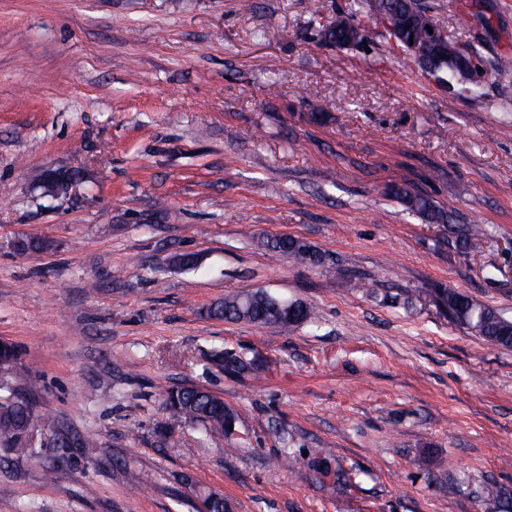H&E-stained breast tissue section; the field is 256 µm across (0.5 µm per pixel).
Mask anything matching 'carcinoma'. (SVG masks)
<instances>
[{
	"label": "carcinoma",
	"mask_w": 512,
	"mask_h": 512,
	"mask_svg": "<svg viewBox=\"0 0 512 512\" xmlns=\"http://www.w3.org/2000/svg\"><path fill=\"white\" fill-rule=\"evenodd\" d=\"M384 8L374 11L373 0H367L369 22L363 24L351 15V33L356 43L371 42L374 37L390 40V28L409 26V33L417 40L428 36L426 29L427 12L419 0H383ZM452 7L455 27L468 29L473 17V5L448 0ZM388 193L407 209L422 213L435 224L448 222V213L436 206L425 194L412 185L403 183L392 185ZM457 242L465 245L472 239L485 234L480 224H464L456 230ZM15 247L21 252H44L52 247L51 241L42 238L25 237L16 241ZM271 248L291 255L300 261H318L317 256L303 241L292 237H279L271 243ZM439 306L458 324L472 330L486 342L505 349L512 348V321L503 318L494 309L475 303L468 296L452 289L444 288L436 295ZM211 319L234 322H248L277 328L286 332L309 321L312 308L301 302L288 304L276 302V298L263 291L248 295L235 293L224 296L203 311ZM18 359L15 346L8 341L0 342V368L9 371ZM208 364L218 366L224 372L240 375L256 371L254 364L240 355L224 349H213L207 355ZM166 409L180 423H202L212 436L229 439V425L236 420L234 411L224 403V399L205 388L177 386L166 391ZM58 439V425L49 415L41 412L25 396L14 391L0 395V447L19 454L33 453L36 446H48ZM331 451L312 462V466L323 477L333 480L336 485L346 481L345 473L332 468ZM485 500L491 502L498 512H512V491L496 483L483 487Z\"/></svg>",
	"instance_id": "obj_1"
}]
</instances>
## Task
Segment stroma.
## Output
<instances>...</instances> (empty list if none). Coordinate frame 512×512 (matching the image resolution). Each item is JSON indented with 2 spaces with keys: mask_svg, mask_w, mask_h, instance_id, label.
I'll use <instances>...</instances> for the list:
<instances>
[{
  "mask_svg": "<svg viewBox=\"0 0 512 512\" xmlns=\"http://www.w3.org/2000/svg\"><path fill=\"white\" fill-rule=\"evenodd\" d=\"M362 2L0 0V339L19 351L0 381L62 441L0 459V512H203L208 489L229 512H491L481 486L512 489V349L435 299L453 288L512 319V72L495 68L512 0H478L456 33L481 36L469 98L384 40L324 43L314 14ZM50 167L84 180L41 197ZM403 181L486 235L456 246L388 197ZM21 235L53 247L18 253ZM282 235L321 264L270 250ZM178 251L202 260L182 269ZM254 290L313 318L200 315ZM213 347L263 368L206 369ZM175 385L235 410L234 452L173 422ZM327 449L351 485L270 464Z\"/></svg>",
  "mask_w": 512,
  "mask_h": 512,
  "instance_id": "35a3bbf8",
  "label": "stroma"
}]
</instances>
